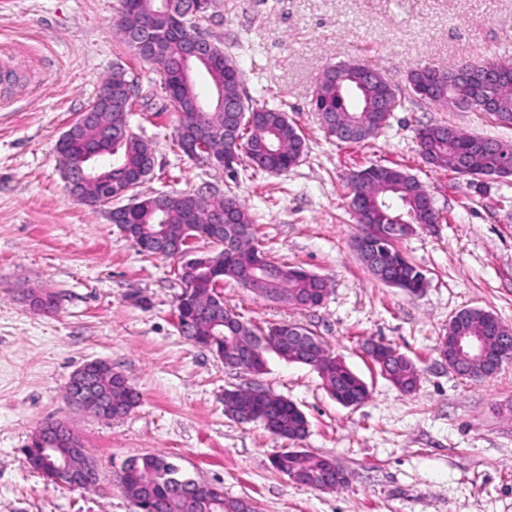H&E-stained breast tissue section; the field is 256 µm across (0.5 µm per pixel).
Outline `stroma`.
<instances>
[{
	"instance_id": "1",
	"label": "stroma",
	"mask_w": 512,
	"mask_h": 512,
	"mask_svg": "<svg viewBox=\"0 0 512 512\" xmlns=\"http://www.w3.org/2000/svg\"><path fill=\"white\" fill-rule=\"evenodd\" d=\"M116 8L117 0H0V512H137L114 474L144 454L168 456L254 512H512V362L469 381L439 354L463 309L512 326V177L432 168L416 139L421 126L443 123L512 141V127L420 98L408 81L416 67L512 60V0H211L201 36L223 43L252 103L287 111L305 139L284 173L246 160L228 173L185 155L161 76L115 29ZM340 62L378 69L399 100L384 132L364 143L331 136L311 106L324 70ZM116 69L134 92L130 130L155 150L144 190L236 196L265 255L329 283L320 306L294 309L228 279L226 307L261 326L312 328L367 382L362 406L342 407L316 370L275 352L255 377L186 340L175 261L140 253L109 206L69 194L57 141ZM372 163L414 176L440 213L439 224L398 242L426 274L419 295L374 278L353 249L347 177ZM35 291L54 296L52 311L31 306ZM368 341L416 362L413 392L379 374ZM97 359L139 393L127 415L101 419L66 402L70 375ZM255 382L304 412L299 448L334 459L345 483L314 490L273 468L286 440L224 407L226 390ZM51 418L65 420L96 461V487L48 483L26 463L22 448Z\"/></svg>"
}]
</instances>
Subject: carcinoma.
<instances>
[{
  "mask_svg": "<svg viewBox=\"0 0 512 512\" xmlns=\"http://www.w3.org/2000/svg\"><path fill=\"white\" fill-rule=\"evenodd\" d=\"M158 0H119L114 21L117 31L128 38L129 33L152 17ZM196 35L192 27L180 36L171 35L163 25H158L150 43V54L159 65L161 75L174 70L181 58L185 41ZM496 76L487 80L479 75L469 79H453L451 72L431 67L415 68L409 72L410 86L429 85L434 102L441 104L449 100L466 101L483 95L496 103V120L503 125H512V63L490 62ZM344 81L336 83V71L329 67L320 81L314 110L319 112L326 130L342 142L361 143L372 139L383 130L391 112L399 106L397 96L387 93L374 82H364L361 72L353 63L339 64ZM203 72L210 86L223 90L224 99L236 102L244 97L241 73L232 56L224 55V68L213 69L203 64L196 66ZM202 93L194 77L184 80L178 96L168 100V105L179 114L176 140L191 138L198 126L213 132L212 148L234 158L246 156L257 170L267 172L286 171L294 165L305 150V141L283 110L258 106L245 107L246 115L238 116L237 108H213L208 112H195ZM132 111V98L112 96V105L96 113L95 121L84 123L76 119L71 127L77 129L76 138L93 143L110 131L119 139L109 143L112 167L96 172L97 180L86 188L88 206H102L105 200L99 196L98 182L112 180L121 184L125 196L137 195L151 199L153 203L133 211L116 210L126 224L134 225L135 234L149 239L157 225L166 224L177 235L184 229L199 238L208 234L209 226L230 213L224 221V240L228 246L208 254L209 272L193 268H179L178 276L186 285L185 300L191 302L194 315L183 329V336L192 340L196 336H214L213 351H246L262 340L265 349L274 351L292 363H312L320 375L325 389L332 398L337 392H345L350 402L346 407L365 403L370 396L367 383L356 375L338 357L333 356L326 342L313 330L294 326V330L308 337L310 347H299L289 341L274 337L272 327L261 328L241 320V316L222 305H216L212 297L216 280L232 279L260 298L274 304L293 308H314L322 304L328 294L327 278L301 269L296 263L276 262L268 259L255 245L256 228L251 214L234 197L199 196L176 192V201L166 204L158 194L144 193L141 186L151 172L155 162L153 146L133 136L128 125V114ZM421 158L429 165L458 172L466 166L477 176L504 177L512 171V141L472 136L446 125L427 126V135L417 143ZM368 178L349 176L351 195H360L368 206V221L380 228L402 222L426 224L439 212L432 197L419 182L399 167L373 165ZM381 247L398 256L387 259L374 248L358 254L375 278L397 283V287L410 294L420 292L426 286V276L396 246V240L384 241ZM494 314L480 308L460 311L448 328V335H490L489 319ZM382 376L402 392L413 391L418 382L415 362L401 354L382 362L375 360ZM89 381L96 383L103 394L112 395L116 405L115 416L130 412L139 402L138 392L125 377L110 369L90 374ZM268 410L258 416V421L272 435L285 440H300L308 431L305 414L288 399L265 391ZM224 405L233 414L241 416L254 413L253 388L232 389L224 393ZM51 432L70 441L73 447H82L69 426L58 419H51L39 426L31 435L23 454L27 463H32L38 437ZM272 465L280 472H288L294 483L311 489L333 488L336 483L326 481L329 470L336 466L333 459L302 451L294 454H277ZM115 481L131 497L140 510L151 507L152 512H252L246 500L224 497V489L215 486L216 495L210 499L205 490L195 484L166 457L146 454L130 459L116 473Z\"/></svg>",
  "mask_w": 512,
  "mask_h": 512,
  "instance_id": "cac0c4a2",
  "label": "carcinoma"
}]
</instances>
